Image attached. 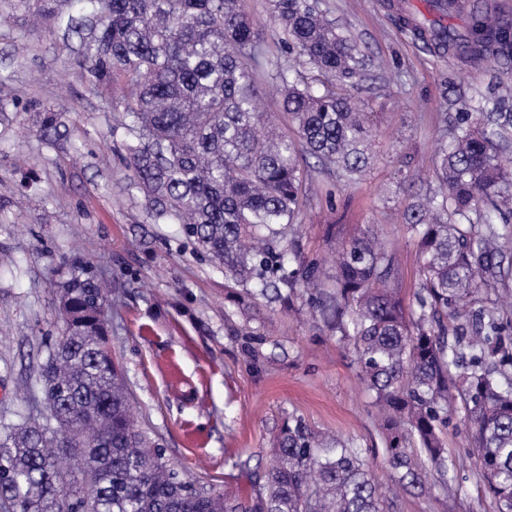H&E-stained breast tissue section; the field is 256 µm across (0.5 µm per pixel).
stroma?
Masks as SVG:
<instances>
[{
	"label": "stroma",
	"mask_w": 512,
	"mask_h": 512,
	"mask_svg": "<svg viewBox=\"0 0 512 512\" xmlns=\"http://www.w3.org/2000/svg\"><path fill=\"white\" fill-rule=\"evenodd\" d=\"M395 2L320 0L374 59L350 91L376 115L374 162L347 186L335 170L308 167L297 222L302 255L328 271L353 239L376 235L410 304L419 281L404 221L411 177L432 172L457 113L497 92L501 66L427 48L399 22ZM76 60V41L30 32L24 13L0 21V100L11 104L0 115V419L44 411L36 380L62 326L54 283L63 257L77 256L112 283V355L142 427L186 477L250 495L251 473L264 471L274 436L297 417L352 442L377 481L389 482L375 397L349 350L307 305L228 287L180 225L155 223L143 197L125 188L113 95L89 93ZM46 108L60 115L47 138L39 131ZM464 436L458 408L446 435L457 493L433 481L387 512H497Z\"/></svg>",
	"instance_id": "stroma-1"
}]
</instances>
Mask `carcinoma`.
Here are the masks:
<instances>
[{
  "label": "carcinoma",
  "instance_id": "1",
  "mask_svg": "<svg viewBox=\"0 0 512 512\" xmlns=\"http://www.w3.org/2000/svg\"><path fill=\"white\" fill-rule=\"evenodd\" d=\"M0 0L34 27L77 39L92 93L119 90L112 132L122 131L126 189L143 195L157 223L184 235L242 286L288 289L354 350L374 392L394 485L448 488L444 448L453 405L464 410L466 450L498 512H512V318L488 292L512 279V113L481 99L461 112L438 150V187L405 214L421 278L414 311L397 288L390 253L367 235L339 254L326 277L296 247L275 250L301 210L305 156L353 184L370 168L371 113L348 96L371 58L318 6L270 0L282 44L299 67L273 64L281 109L298 140L262 108L256 71L263 39L243 0ZM428 25L402 17L425 44L471 61H512V26L472 17L443 24L457 0H429ZM55 282L63 329L39 382L45 413L0 424V512H380L386 501L359 448L309 430L282 429L269 468L243 500L182 478L140 427L112 359L108 287L84 260L63 262Z\"/></svg>",
  "mask_w": 512,
  "mask_h": 512
}]
</instances>
